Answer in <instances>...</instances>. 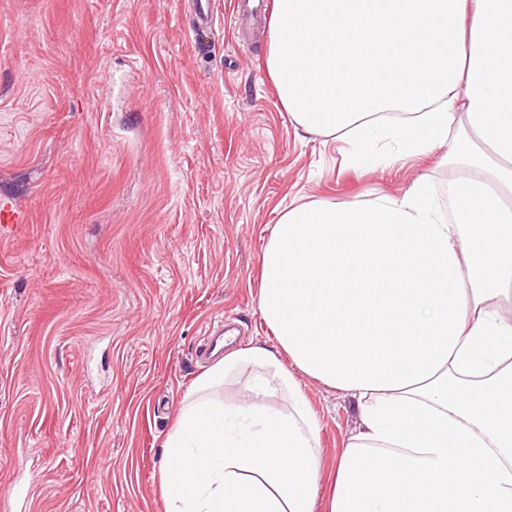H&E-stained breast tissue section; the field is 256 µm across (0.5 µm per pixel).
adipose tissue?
I'll list each match as a JSON object with an SVG mask.
<instances>
[{
  "label": "adipose tissue",
  "instance_id": "ef3b65f1",
  "mask_svg": "<svg viewBox=\"0 0 512 512\" xmlns=\"http://www.w3.org/2000/svg\"><path fill=\"white\" fill-rule=\"evenodd\" d=\"M266 68L353 167L444 151L454 220L421 180L280 215L269 339L188 390L165 512H512V0H274ZM306 378L359 411L329 484Z\"/></svg>",
  "mask_w": 512,
  "mask_h": 512
}]
</instances>
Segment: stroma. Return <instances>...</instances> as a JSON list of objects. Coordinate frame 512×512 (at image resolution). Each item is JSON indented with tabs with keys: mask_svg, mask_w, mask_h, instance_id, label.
<instances>
[{
	"mask_svg": "<svg viewBox=\"0 0 512 512\" xmlns=\"http://www.w3.org/2000/svg\"><path fill=\"white\" fill-rule=\"evenodd\" d=\"M215 0L199 58L182 0H0V512H163V443L213 364L258 341L259 260L290 204L365 203L440 156L360 170L296 126L266 72L269 21ZM332 470L359 424L308 380ZM23 485L24 504L9 485Z\"/></svg>",
	"mask_w": 512,
	"mask_h": 512,
	"instance_id": "stroma-1",
	"label": "stroma"
}]
</instances>
